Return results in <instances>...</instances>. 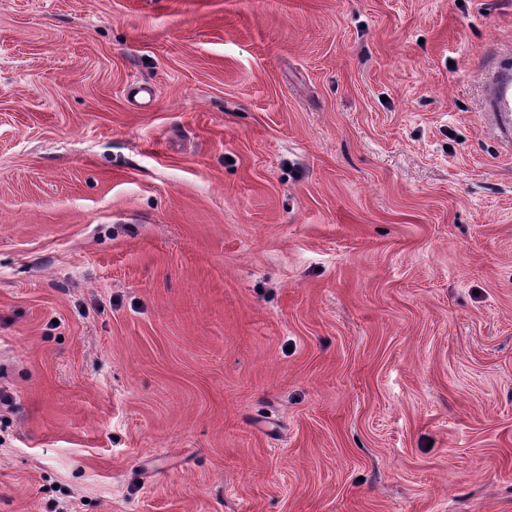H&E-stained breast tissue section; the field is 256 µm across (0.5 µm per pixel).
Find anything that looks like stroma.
<instances>
[{"label":"stroma","instance_id":"stroma-1","mask_svg":"<svg viewBox=\"0 0 512 512\" xmlns=\"http://www.w3.org/2000/svg\"><path fill=\"white\" fill-rule=\"evenodd\" d=\"M512 0H0V512H512ZM491 57L483 66L484 72V112L490 118L492 128L504 137L505 146L512 148V87L501 79L512 72V54H507V63L503 59L496 61Z\"/></svg>","mask_w":512,"mask_h":512}]
</instances>
